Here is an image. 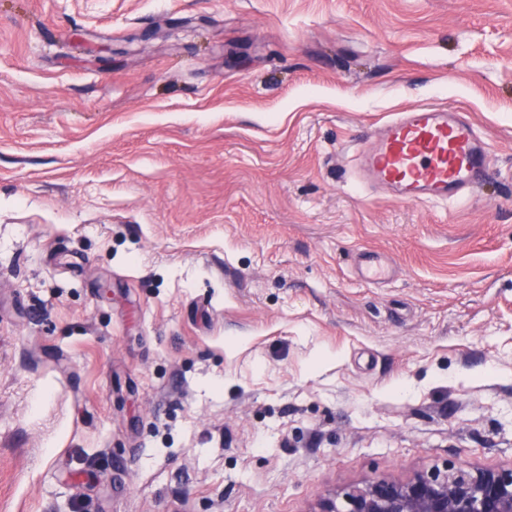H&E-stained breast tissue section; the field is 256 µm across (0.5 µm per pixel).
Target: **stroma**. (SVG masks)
<instances>
[{"instance_id": "1", "label": "stroma", "mask_w": 512, "mask_h": 512, "mask_svg": "<svg viewBox=\"0 0 512 512\" xmlns=\"http://www.w3.org/2000/svg\"><path fill=\"white\" fill-rule=\"evenodd\" d=\"M421 105L487 143L464 202L358 183ZM448 462L512 467V0H0V512Z\"/></svg>"}]
</instances>
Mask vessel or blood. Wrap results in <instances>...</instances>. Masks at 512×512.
I'll use <instances>...</instances> for the list:
<instances>
[{
    "label": "vessel or blood",
    "mask_w": 512,
    "mask_h": 512,
    "mask_svg": "<svg viewBox=\"0 0 512 512\" xmlns=\"http://www.w3.org/2000/svg\"><path fill=\"white\" fill-rule=\"evenodd\" d=\"M486 144L462 112L416 107L369 133L358 178L390 187L404 201L445 204L487 177Z\"/></svg>",
    "instance_id": "b4317fda"
}]
</instances>
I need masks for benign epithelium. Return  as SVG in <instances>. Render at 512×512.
Wrapping results in <instances>:
<instances>
[{
    "mask_svg": "<svg viewBox=\"0 0 512 512\" xmlns=\"http://www.w3.org/2000/svg\"><path fill=\"white\" fill-rule=\"evenodd\" d=\"M320 512H512V468L446 463L404 482L374 478L326 499Z\"/></svg>",
    "mask_w": 512,
    "mask_h": 512,
    "instance_id": "7a95c632",
    "label": "benign epithelium"
}]
</instances>
